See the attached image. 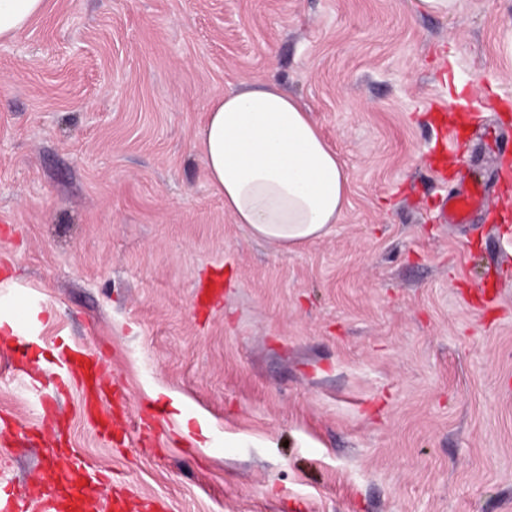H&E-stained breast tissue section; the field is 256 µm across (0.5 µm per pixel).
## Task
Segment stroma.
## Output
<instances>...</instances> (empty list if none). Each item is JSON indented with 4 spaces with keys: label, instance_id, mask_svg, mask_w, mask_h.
Segmentation results:
<instances>
[{
    "label": "stroma",
    "instance_id": "stroma-1",
    "mask_svg": "<svg viewBox=\"0 0 512 512\" xmlns=\"http://www.w3.org/2000/svg\"><path fill=\"white\" fill-rule=\"evenodd\" d=\"M245 81L299 98L350 178L339 224L288 254L225 213L196 146ZM499 120L512 0L448 17L416 0H46L0 42V308L30 304L25 347L0 342V489L40 470L55 492L71 458L164 512H512V185L479 129ZM459 171L491 209L433 223ZM78 345L110 359L122 444L47 384ZM160 390L190 430L209 422V447ZM45 403L61 460L30 453L52 441Z\"/></svg>",
    "mask_w": 512,
    "mask_h": 512
}]
</instances>
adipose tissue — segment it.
Segmentation results:
<instances>
[{
	"instance_id": "obj_1",
	"label": "adipose tissue",
	"mask_w": 512,
	"mask_h": 512,
	"mask_svg": "<svg viewBox=\"0 0 512 512\" xmlns=\"http://www.w3.org/2000/svg\"><path fill=\"white\" fill-rule=\"evenodd\" d=\"M44 0H0V40ZM209 181L234 223L291 252L324 238L348 205L345 167L308 110L274 83L247 82L207 108L196 138Z\"/></svg>"
}]
</instances>
